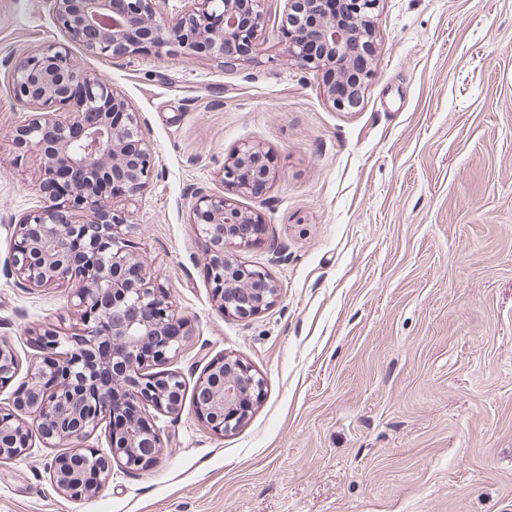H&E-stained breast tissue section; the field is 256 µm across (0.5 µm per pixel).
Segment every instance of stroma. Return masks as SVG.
<instances>
[{
    "label": "stroma",
    "instance_id": "obj_1",
    "mask_svg": "<svg viewBox=\"0 0 512 512\" xmlns=\"http://www.w3.org/2000/svg\"><path fill=\"white\" fill-rule=\"evenodd\" d=\"M283 7L265 0L256 55L227 67L167 50L105 60L69 41L50 0H0V338L20 359L0 403L36 331L80 329L70 288L27 287L12 264L14 224L49 197L40 155L13 143L27 49L66 47L139 111L155 169L122 202L132 250L189 331L159 464L71 499L48 472L60 448L38 441L0 461V512H512V0H380L371 75L346 110L289 59ZM245 145L275 176L235 197L264 221L238 258L277 297L244 319L213 299L189 204L224 193ZM225 355L265 389L220 436L191 390Z\"/></svg>",
    "mask_w": 512,
    "mask_h": 512
}]
</instances>
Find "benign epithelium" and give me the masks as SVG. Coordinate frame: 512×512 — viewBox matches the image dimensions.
<instances>
[{"label":"benign epithelium","mask_w":512,"mask_h":512,"mask_svg":"<svg viewBox=\"0 0 512 512\" xmlns=\"http://www.w3.org/2000/svg\"><path fill=\"white\" fill-rule=\"evenodd\" d=\"M168 18L169 0H53L56 20L68 39L93 54L114 59L147 55L172 46L186 57L224 64L247 61L264 26L265 0H184ZM287 17L307 5L304 29L281 30L288 56L303 68L324 71L336 60L369 57L370 19L379 0H284ZM15 98L34 109L15 129L17 149L43 160L42 177H71L66 192L44 202L13 225L14 269L30 288L79 281L73 307L82 328L71 336L39 335L41 356L15 392L12 408H0V459L28 454L33 437L70 452L53 458L49 474L61 494L82 499L112 479V468L144 469L161 459L164 441L155 417L180 411L185 381L170 368L181 339L168 332L180 318L163 288L147 280L143 261L128 249L133 225L107 201L135 196L149 185L154 163L142 136V120L126 97L80 70L64 47L34 49L11 73ZM348 94L328 99L339 109L357 107L360 75L350 73ZM65 110L62 118L49 113ZM258 151L239 149L224 165L231 194L250 192L252 182L272 178L257 169ZM189 223L206 246L205 260L220 311L253 316L273 302L276 288L265 273L241 263L236 251L252 244L243 232L261 219L222 195H197ZM19 362L0 339V387L15 377ZM263 378L234 356L207 364L193 393L196 420L224 435L235 431L263 393ZM34 416L29 423L24 416ZM104 429L108 452L85 445ZM93 459L97 482H85L84 459Z\"/></svg>","instance_id":"7a95c632"}]
</instances>
